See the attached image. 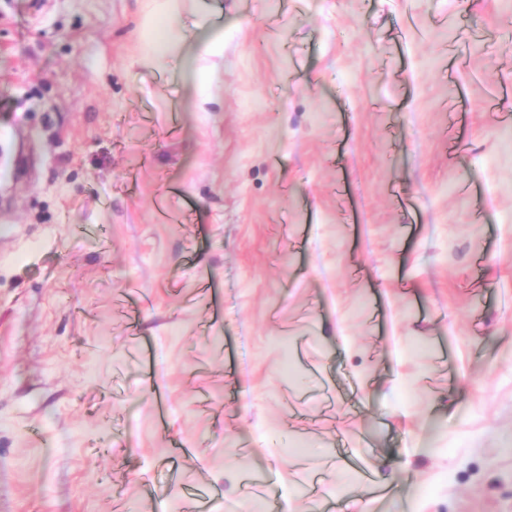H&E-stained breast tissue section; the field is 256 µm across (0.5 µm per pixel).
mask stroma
Returning <instances> with one entry per match:
<instances>
[{
  "label": "stroma",
  "instance_id": "stroma-1",
  "mask_svg": "<svg viewBox=\"0 0 512 512\" xmlns=\"http://www.w3.org/2000/svg\"><path fill=\"white\" fill-rule=\"evenodd\" d=\"M145 11L0 0V512H512V0Z\"/></svg>",
  "mask_w": 512,
  "mask_h": 512
}]
</instances>
